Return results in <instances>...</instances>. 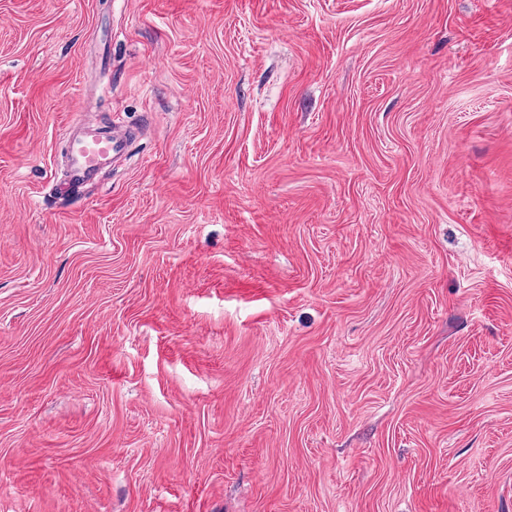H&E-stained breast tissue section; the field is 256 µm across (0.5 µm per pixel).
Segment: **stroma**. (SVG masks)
Wrapping results in <instances>:
<instances>
[{"label":"stroma","mask_w":512,"mask_h":512,"mask_svg":"<svg viewBox=\"0 0 512 512\" xmlns=\"http://www.w3.org/2000/svg\"><path fill=\"white\" fill-rule=\"evenodd\" d=\"M0 512H512V0H0ZM127 146L128 140L125 135L115 129L101 133L90 141L75 138L69 156L71 182L74 185H81L89 181L104 160L109 156L114 158L122 154Z\"/></svg>","instance_id":"stroma-1"}]
</instances>
